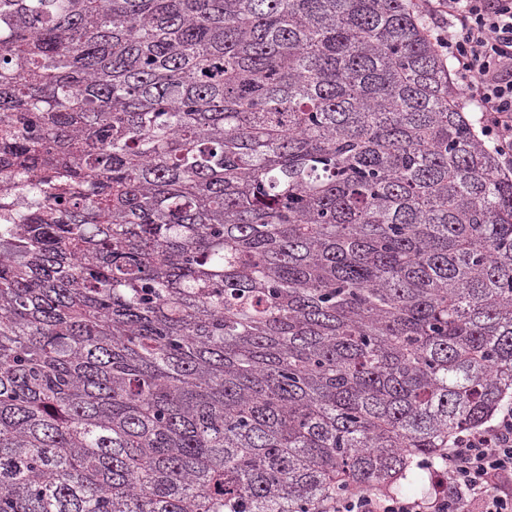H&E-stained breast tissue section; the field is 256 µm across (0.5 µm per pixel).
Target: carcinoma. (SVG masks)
<instances>
[{"label": "carcinoma", "instance_id": "carcinoma-1", "mask_svg": "<svg viewBox=\"0 0 512 512\" xmlns=\"http://www.w3.org/2000/svg\"><path fill=\"white\" fill-rule=\"evenodd\" d=\"M0 512H323L512 404V173L408 0H0Z\"/></svg>", "mask_w": 512, "mask_h": 512}]
</instances>
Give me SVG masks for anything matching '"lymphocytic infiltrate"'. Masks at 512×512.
<instances>
[{
  "instance_id": "lymphocytic-infiltrate-1",
  "label": "lymphocytic infiltrate",
  "mask_w": 512,
  "mask_h": 512,
  "mask_svg": "<svg viewBox=\"0 0 512 512\" xmlns=\"http://www.w3.org/2000/svg\"><path fill=\"white\" fill-rule=\"evenodd\" d=\"M433 36L481 133L512 169V0H410ZM431 490L379 496L354 488L325 512H512V405L440 456Z\"/></svg>"
}]
</instances>
